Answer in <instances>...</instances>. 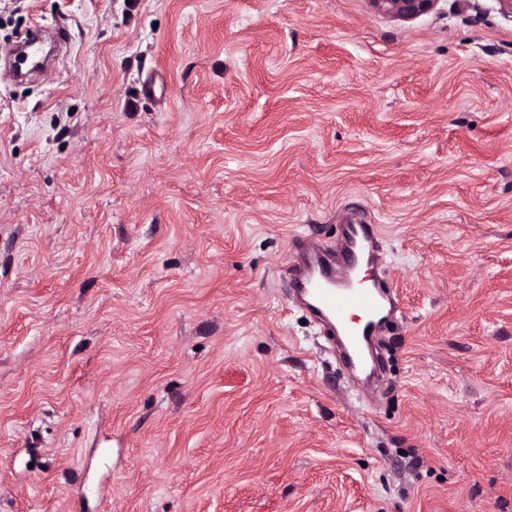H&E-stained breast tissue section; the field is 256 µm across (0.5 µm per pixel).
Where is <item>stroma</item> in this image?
I'll return each mask as SVG.
<instances>
[{
    "label": "stroma",
    "instance_id": "obj_1",
    "mask_svg": "<svg viewBox=\"0 0 512 512\" xmlns=\"http://www.w3.org/2000/svg\"><path fill=\"white\" fill-rule=\"evenodd\" d=\"M353 210L364 398L286 288ZM0 512H512L497 0H0ZM375 10L390 18L401 21H414L430 13L439 0H370Z\"/></svg>",
    "mask_w": 512,
    "mask_h": 512
}]
</instances>
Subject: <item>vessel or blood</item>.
Instances as JSON below:
<instances>
[{
    "label": "vessel or blood",
    "mask_w": 512,
    "mask_h": 512,
    "mask_svg": "<svg viewBox=\"0 0 512 512\" xmlns=\"http://www.w3.org/2000/svg\"><path fill=\"white\" fill-rule=\"evenodd\" d=\"M378 225L353 213L341 225L337 248L302 239L290 286L313 317L336 337L345 364L364 370L375 341L393 312L392 282L379 276Z\"/></svg>",
    "instance_id": "vessel-or-blood-1"
}]
</instances>
